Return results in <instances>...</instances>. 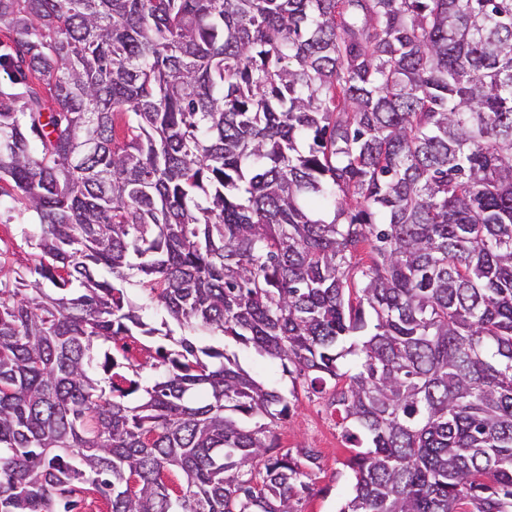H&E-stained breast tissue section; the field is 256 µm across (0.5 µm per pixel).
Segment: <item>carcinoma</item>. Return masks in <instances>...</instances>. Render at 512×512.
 Returning a JSON list of instances; mask_svg holds the SVG:
<instances>
[{"mask_svg": "<svg viewBox=\"0 0 512 512\" xmlns=\"http://www.w3.org/2000/svg\"><path fill=\"white\" fill-rule=\"evenodd\" d=\"M0 33V512H298L289 401L196 336L335 389L338 512H512V0H0ZM0 249L6 251L14 259V267H22L27 264L28 252L31 249L23 244L20 226L16 218L9 219L10 213L2 208L0 213Z\"/></svg>", "mask_w": 512, "mask_h": 512, "instance_id": "cac0c4a2", "label": "carcinoma"}]
</instances>
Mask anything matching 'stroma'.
<instances>
[{
	"instance_id": "1",
	"label": "stroma",
	"mask_w": 512,
	"mask_h": 512,
	"mask_svg": "<svg viewBox=\"0 0 512 512\" xmlns=\"http://www.w3.org/2000/svg\"><path fill=\"white\" fill-rule=\"evenodd\" d=\"M228 353L236 354L244 370L266 386L282 392L296 390L290 411L274 428L279 447L310 448L316 453L317 467L310 472L309 490L304 494L301 512H338L351 490V472L345 462L350 445L336 424L330 407V392H317L304 379H291L279 361L257 355L254 351L231 344Z\"/></svg>"
}]
</instances>
